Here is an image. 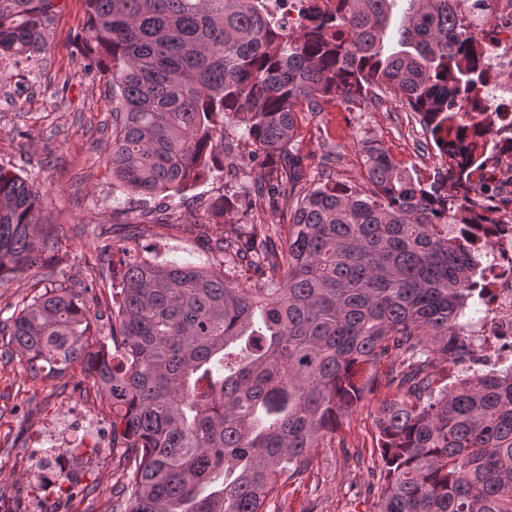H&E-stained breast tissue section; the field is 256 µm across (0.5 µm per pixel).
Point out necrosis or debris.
<instances>
[{
	"mask_svg": "<svg viewBox=\"0 0 512 512\" xmlns=\"http://www.w3.org/2000/svg\"><path fill=\"white\" fill-rule=\"evenodd\" d=\"M448 13L479 38L468 63L482 76L461 121L462 143L476 145L463 157L458 189L472 200V221L448 227L476 260L468 285L480 293L455 367L512 369V0H448Z\"/></svg>",
	"mask_w": 512,
	"mask_h": 512,
	"instance_id": "necrosis-or-debris-1",
	"label": "necrosis or debris"
}]
</instances>
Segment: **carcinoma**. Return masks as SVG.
I'll use <instances>...</instances> for the list:
<instances>
[{
  "label": "carcinoma",
  "instance_id": "cac0c4a2",
  "mask_svg": "<svg viewBox=\"0 0 512 512\" xmlns=\"http://www.w3.org/2000/svg\"><path fill=\"white\" fill-rule=\"evenodd\" d=\"M396 0H337L292 37L268 0H84L85 69L109 79L112 187L157 197L213 171L235 172L229 126L265 155L249 206L295 196L286 224H240L214 249L254 288L189 262L131 259L109 331L62 284L12 318L33 374L81 367L112 403V471L123 512H267L366 395L376 409L374 512H512V372L435 385L473 317V260L448 236L459 212L381 148L373 189L306 180L288 151L297 113L386 85L432 136L451 135L468 37L448 0H408L398 49L384 40ZM57 0H0V59L44 49ZM208 202L209 220L233 206ZM40 196L0 166V277L47 247Z\"/></svg>",
  "mask_w": 512,
  "mask_h": 512
}]
</instances>
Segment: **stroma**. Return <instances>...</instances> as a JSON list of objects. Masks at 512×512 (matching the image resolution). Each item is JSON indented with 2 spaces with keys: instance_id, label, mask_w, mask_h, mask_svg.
Listing matches in <instances>:
<instances>
[{
  "instance_id": "stroma-1",
  "label": "stroma",
  "mask_w": 512,
  "mask_h": 512,
  "mask_svg": "<svg viewBox=\"0 0 512 512\" xmlns=\"http://www.w3.org/2000/svg\"><path fill=\"white\" fill-rule=\"evenodd\" d=\"M86 23L83 0H61L47 35L45 50L28 63L0 60V165L27 178L43 198L41 217L55 243L36 252L23 271L0 278V322L12 316L50 284L74 288L94 284L99 298L111 299L121 287L126 250L162 261L176 259L199 266L223 265L226 275L253 280L244 263L225 261L212 250L210 237L221 226L251 218L247 198L225 215L223 225L204 221L206 201L251 185L260 172L261 155L242 135L228 129L246 174L241 181L210 175L169 196L142 200L113 192L109 155L112 146V87L107 77L86 71L79 41ZM292 148L310 175L364 190L369 185L364 148L384 149L406 171H429L438 161L431 137L401 95L337 101L319 112L298 115ZM149 221H141L143 212ZM367 399L325 442L302 482L288 484L284 508L269 512H373L377 464L374 410ZM109 401L74 368L55 378L29 376L0 335V500L34 485L42 469L34 452L41 431L86 404ZM62 494L38 497L36 512H59L65 498L79 500L83 512H119L112 493L111 468L81 459Z\"/></svg>"
}]
</instances>
